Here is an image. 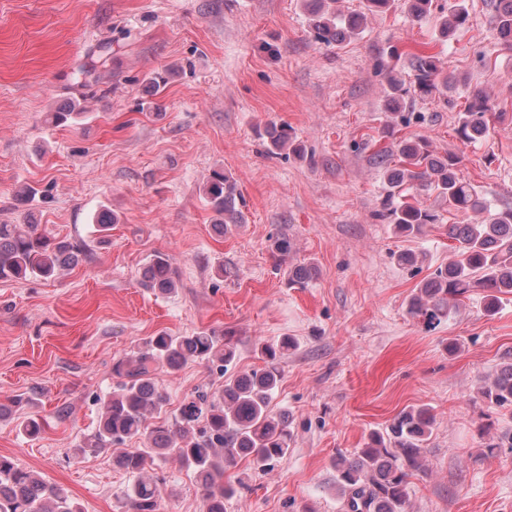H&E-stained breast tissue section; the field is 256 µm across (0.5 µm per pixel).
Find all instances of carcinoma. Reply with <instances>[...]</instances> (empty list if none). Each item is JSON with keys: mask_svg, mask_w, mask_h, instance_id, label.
<instances>
[{"mask_svg": "<svg viewBox=\"0 0 512 512\" xmlns=\"http://www.w3.org/2000/svg\"><path fill=\"white\" fill-rule=\"evenodd\" d=\"M394 0H363L364 12L341 16L335 0H308L307 6L316 38L326 46L339 45L359 35L367 15L383 13ZM411 15L422 20L431 14L433 0H404ZM492 23L501 44L512 50V0H491ZM469 22L462 0L448 3L442 17L441 34L451 36ZM412 78L404 81L389 76L392 91L389 106L400 109L409 94L429 95L452 89L453 81L440 74L434 55H415ZM489 95L474 92L457 113L456 132L460 141L472 145L485 141L495 124L505 120ZM266 150L278 155L287 150L303 153V145L286 123L270 124L265 130ZM463 156H440L424 137L404 139L377 154L384 169L386 196L375 217L394 225L400 235L422 234L439 223V215L424 205L421 192H434L448 202V209L474 213L473 224L448 225V238L457 242L448 264L423 281L408 302V312L432 327L447 318L461 298L474 288L485 292L484 311L497 312L503 297L512 296V208L495 209L476 186L460 175ZM205 194L217 215L215 230L222 233L230 224H241L246 200L229 175L215 171ZM114 216L104 210L96 218L100 242H108ZM88 244L58 237L31 221L0 224V280H48L74 266L87 255ZM317 274L311 262L287 269L288 283L305 287ZM142 283L162 294H172L178 273L169 257L155 254L142 270ZM295 347L284 337L260 349L263 365L244 372L212 392H199L184 401L171 422L153 425L150 419L165 411L168 399L158 386L156 372L180 369L198 360L224 373L236 358L237 346L214 329L173 336L160 332L142 342L134 354L116 362L113 390L98 399L94 431L78 448L83 454L136 440L142 447L113 457V465L131 475L124 499L128 512H161L162 489L148 474L155 460L175 457L194 474L202 493L203 512H224V501L236 496L238 488L224 479L226 467L246 459L266 469L288 454L292 438L287 413H273L270 401L282 380L280 358ZM481 399L491 407L512 408V357L506 358L491 382L479 388ZM435 414L430 407L400 412L385 431L369 434L364 446L347 456L337 453L332 461L336 491L342 512H408L409 478L421 468V459L433 435ZM0 512H84L66 489L43 479L7 456L0 455Z\"/></svg>", "mask_w": 512, "mask_h": 512, "instance_id": "obj_1", "label": "carcinoma"}]
</instances>
